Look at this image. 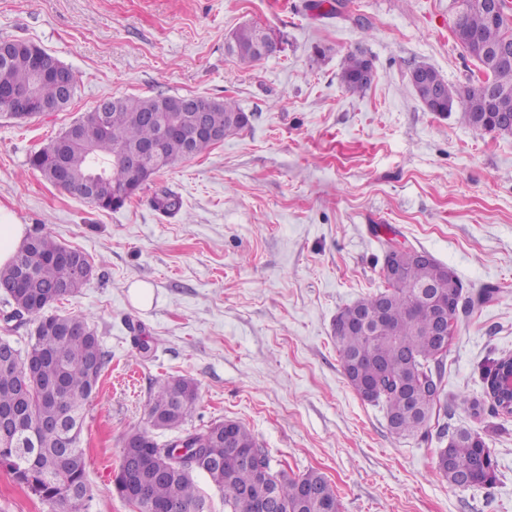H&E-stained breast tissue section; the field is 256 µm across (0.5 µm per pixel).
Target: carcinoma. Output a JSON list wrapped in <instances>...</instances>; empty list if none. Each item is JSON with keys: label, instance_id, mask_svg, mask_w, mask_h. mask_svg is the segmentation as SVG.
Here are the masks:
<instances>
[{"label": "carcinoma", "instance_id": "obj_1", "mask_svg": "<svg viewBox=\"0 0 512 512\" xmlns=\"http://www.w3.org/2000/svg\"><path fill=\"white\" fill-rule=\"evenodd\" d=\"M259 27L242 25L231 33L228 52L243 64H254L263 56L254 50ZM512 40V14L491 19L478 6L461 17L459 45L475 57L481 69H492V81L471 77L460 88H449L440 98L432 84L415 88L427 110L461 112L468 124L476 114L482 121L495 123L496 113L485 111L495 97L512 98V63L490 65L481 57L477 45L496 46ZM339 79L351 93H361L373 81L371 60L361 51H351L343 59ZM33 91L34 102L18 109L12 96ZM209 129L229 136L246 128L250 116L233 100L204 99ZM62 109V89L51 77H37L27 50H17L0 63V110L17 118L38 115V111ZM182 117L181 131L161 136L160 119ZM107 130L100 126L99 108L93 107L75 121L61 136L34 153L29 164L44 180L68 194L94 182L93 205L103 210L123 207L140 187L161 167L195 157L210 150L217 140L197 128L193 112L184 105V97L158 94L150 97H111L105 110ZM160 146L159 160L139 170H128L122 154L146 145ZM155 206L165 213L181 209L178 196L162 191ZM70 253L77 260L87 257L60 244L49 234L29 237L12 262L0 268V289L18 312L36 317L34 340L25 352L10 363L0 364V408H16L23 417L27 434L38 447L21 453L0 446V466L19 484L48 505L49 512H84L90 498L84 449L80 448L85 407L96 393L99 376L92 364L103 366V353L94 329L83 317L75 316L78 326L71 331L56 330L60 315L48 313L51 303L80 290L84 282L75 277L73 264L60 255ZM452 284L458 294L463 285L446 265L432 258L416 261L405 269V284L389 285L386 298L370 294L342 308L334 321V337L343 373L355 392L360 384L385 381L386 390L373 399L386 409L387 427L397 438L426 433L432 416L441 403L443 367L440 343L431 335L432 311L415 303L413 288ZM364 310L378 312L384 328L376 336L359 333L349 322ZM509 356L498 358L484 378L485 394L492 410L506 418L512 410L490 385ZM43 363L41 372L29 371L27 361ZM355 376H350V372ZM198 402V389L189 379L159 381L148 401L151 426L157 430L183 426ZM224 421L211 423L194 432L192 456H179L167 443H160L152 432L142 431V448L121 449L120 466L113 490L137 512H210L206 496L196 484L197 474L208 478L224 499V512H324V505L338 502L336 490L317 471L291 477L272 467L268 453L260 447L252 432L234 422L232 440L224 442L220 430ZM446 443L436 461L439 474L454 486L467 477L472 487H486L496 478L495 463L484 439L466 429L443 433ZM314 484L321 496L305 498L303 487Z\"/></svg>", "mask_w": 512, "mask_h": 512}]
</instances>
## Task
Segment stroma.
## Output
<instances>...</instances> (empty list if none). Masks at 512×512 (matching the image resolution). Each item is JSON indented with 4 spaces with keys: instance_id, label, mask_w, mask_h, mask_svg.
Returning a JSON list of instances; mask_svg holds the SVG:
<instances>
[{
    "instance_id": "1",
    "label": "stroma",
    "mask_w": 512,
    "mask_h": 512,
    "mask_svg": "<svg viewBox=\"0 0 512 512\" xmlns=\"http://www.w3.org/2000/svg\"><path fill=\"white\" fill-rule=\"evenodd\" d=\"M453 20V0H0V38L39 45L75 78L60 111H0V207L93 266L52 307L86 318L104 353L81 434L86 512H136L112 492L123 440L149 428L155 382L178 377L199 392L187 429L243 423L274 469L335 485L339 512H512V418L491 413L484 386L512 354V136L426 111L409 81L419 64L453 87L478 71ZM243 24L274 30L280 51L252 65L230 56ZM354 50L373 62L360 94L338 78ZM158 93L234 98L250 124L113 211L31 169L100 100ZM164 189L181 200L176 216L154 206ZM388 238L464 287L444 359L448 412L408 439L348 384L333 334L342 308L384 288ZM138 283L153 289L149 308L132 300ZM445 425L484 438L493 485L438 474Z\"/></svg>"
}]
</instances>
